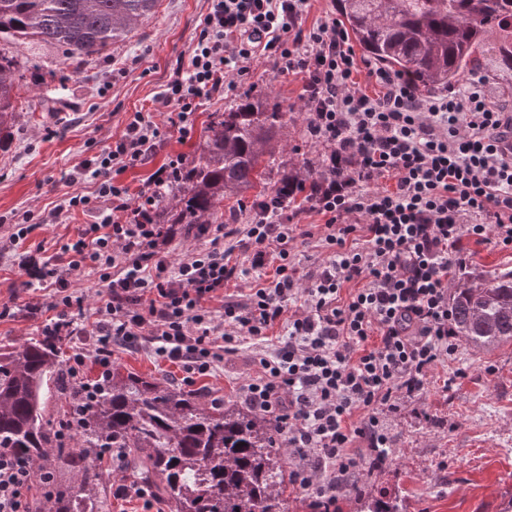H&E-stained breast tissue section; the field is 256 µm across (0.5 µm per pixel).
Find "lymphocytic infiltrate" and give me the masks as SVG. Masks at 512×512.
<instances>
[{
    "label": "lymphocytic infiltrate",
    "instance_id": "lymphocytic-infiltrate-1",
    "mask_svg": "<svg viewBox=\"0 0 512 512\" xmlns=\"http://www.w3.org/2000/svg\"><path fill=\"white\" fill-rule=\"evenodd\" d=\"M208 2L153 111L133 112L111 146L69 176L97 188L58 208L92 221L41 272L55 288L48 326L73 325L69 275L98 273L107 291L91 327L97 344L65 365L88 396L111 375L119 346L152 344L191 387L244 340L261 342L242 398L277 421L289 483L334 512L352 476L388 459V419L401 399L423 393L433 370L456 359L448 272L463 241L512 250V110L492 102L481 79L424 93L386 69L361 70L335 18L305 27L309 0ZM258 58L302 79L305 136L328 150L319 190L300 207L284 188L250 201L254 220L239 229L189 225L204 248L171 260L160 247V204L190 171L186 154L167 152V132L192 140L202 101L241 88ZM362 71L377 93L362 90ZM159 155L163 163L131 191L122 174ZM305 212L321 216L326 251L307 272L294 253L308 235ZM232 282L247 292L225 295ZM50 482L0 450V512H32L33 486Z\"/></svg>",
    "mask_w": 512,
    "mask_h": 512
}]
</instances>
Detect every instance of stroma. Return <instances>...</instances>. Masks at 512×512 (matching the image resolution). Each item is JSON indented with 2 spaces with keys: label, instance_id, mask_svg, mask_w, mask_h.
<instances>
[{
  "label": "stroma",
  "instance_id": "35a3bbf8",
  "mask_svg": "<svg viewBox=\"0 0 512 512\" xmlns=\"http://www.w3.org/2000/svg\"><path fill=\"white\" fill-rule=\"evenodd\" d=\"M207 0H159L154 15L102 54L69 59L63 49L0 43L15 56L21 79V108L10 140L0 147V343L20 345L40 336L50 314L54 288L39 273L43 263L73 238L87 216H47L73 192L90 193L93 179L69 182L83 160L112 143L130 113L148 112L167 84L176 58L187 53ZM300 81L276 75L271 61L258 60L248 83L196 114L189 143L171 135L168 148L196 163L217 115L241 100L261 102L282 114L278 178L294 170L318 174L324 149L307 142ZM36 218L31 232L12 242L17 216ZM465 267L492 277L512 270V251L492 243H464ZM250 349L225 356L197 390L241 403V388L253 374ZM460 367L452 378L437 367L424 393L406 398L390 417L394 452L362 479L370 494L402 496L406 512H502L512 499V345L482 351L460 345ZM115 367L163 382L179 383L177 366L158 359L150 345L117 349ZM494 375H486V367Z\"/></svg>",
  "mask_w": 512,
  "mask_h": 512
}]
</instances>
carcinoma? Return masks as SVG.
<instances>
[{
    "label": "carcinoma",
    "mask_w": 512,
    "mask_h": 512,
    "mask_svg": "<svg viewBox=\"0 0 512 512\" xmlns=\"http://www.w3.org/2000/svg\"><path fill=\"white\" fill-rule=\"evenodd\" d=\"M351 41L420 89L457 86L477 73L512 78V0H334ZM158 0H0V41L30 39L89 58L128 38ZM14 58L0 53V146L17 117ZM282 113L245 99L211 124L188 186L173 198L179 224H211L224 199L264 195L279 154ZM455 335L478 350L512 342V270L493 278L468 271L451 288ZM63 334L0 346V448L50 474L65 466L79 483H59L49 512H106L96 489L102 448L125 456L134 481L171 512H284L288 455L265 414L112 369L77 427L76 449L57 454L44 394L79 398L63 384ZM360 512H405L397 495L353 487Z\"/></svg>",
    "instance_id": "cac0c4a2"
}]
</instances>
